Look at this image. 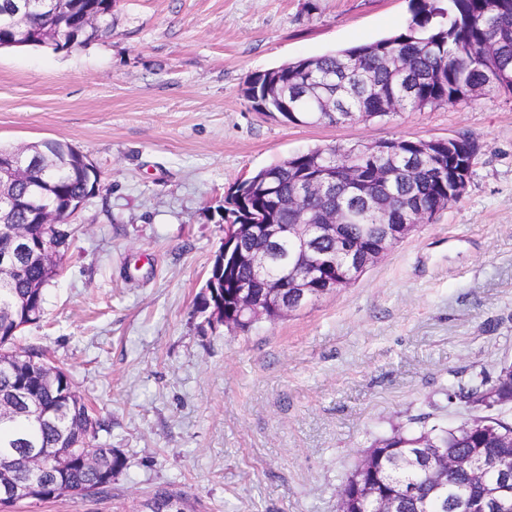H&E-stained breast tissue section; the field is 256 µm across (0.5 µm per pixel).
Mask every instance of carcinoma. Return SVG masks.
<instances>
[{
    "mask_svg": "<svg viewBox=\"0 0 512 512\" xmlns=\"http://www.w3.org/2000/svg\"><path fill=\"white\" fill-rule=\"evenodd\" d=\"M409 0L411 18L404 32L363 43L336 53L303 58L251 75L244 83V97L251 107L263 103L267 112L279 114L289 123L335 124L350 112L388 113L390 105L405 110L417 104H456L464 101L460 90L466 86L480 88L486 72L494 68L498 83L482 94L491 92L512 95V0ZM17 0H0V42L10 40L15 24L12 13ZM94 14L111 25L112 0H78L71 16V32L56 44L55 50L85 46L106 35V30L84 25L83 16ZM53 20L43 13L37 16L30 32L34 46L49 41L53 34L46 27ZM403 60L401 72L389 70L384 60ZM42 159L40 185L20 183L7 196L35 205L14 208L0 200V221L20 224L30 234L35 250L64 256L70 246L72 230L68 224L45 228L32 223L41 207L64 210L90 193L97 180L94 171L83 167L75 148L61 141L40 143ZM476 151L468 135L456 137L453 152L442 147L424 158L415 172L402 171L395 180L409 187L423 209L430 215L445 209L457 198L448 195L455 167ZM312 155L329 170L345 169L347 175L333 196H316L301 192L302 181L313 169V161L299 156L256 172L241 184L252 213H263L274 224L296 223L298 210L344 212L340 233L365 247L374 245L378 225L385 223L382 214L368 211L351 193L357 184L366 193L389 199V188L382 178L392 158L384 155L351 157L342 149L316 148ZM295 198L298 208L281 207L278 202ZM56 277L53 269L30 264L24 279L0 276V305H13L10 320L0 318V403L11 404L12 392L27 391L34 400L31 406L17 409L14 418L0 423V489L11 482L31 487L30 499L44 501L61 496L102 498L112 489L126 465L118 450L99 441L108 431L109 421L94 416L82 397L70 371L46 359L34 348L15 346L18 327L38 323L44 313V289ZM234 281L227 279L224 290L202 295L199 312L206 313L224 298L226 317L238 328L234 310ZM512 392V365H504L495 380L482 374L467 386L448 387V403L466 404L488 400L499 412L498 397ZM416 431L396 430L381 440L378 454L387 448L403 452L415 449L423 435H428L448 454H481L498 447V437L512 432V422L499 414L488 417L491 430H460L454 426L428 424V416L416 418ZM98 449V463L85 462L84 449ZM43 455L32 467L24 460L31 453ZM365 479L387 491L410 487L413 496L400 512H468V503L478 495V488L467 476L448 474L447 483L437 487L426 470L400 463L394 457L373 459ZM344 512H372V501L349 485ZM139 512H201L200 503L171 486H159L140 503Z\"/></svg>",
    "mask_w": 512,
    "mask_h": 512,
    "instance_id": "1",
    "label": "carcinoma"
}]
</instances>
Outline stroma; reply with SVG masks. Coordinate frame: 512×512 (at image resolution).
<instances>
[{"label":"stroma","mask_w":512,"mask_h":512,"mask_svg":"<svg viewBox=\"0 0 512 512\" xmlns=\"http://www.w3.org/2000/svg\"><path fill=\"white\" fill-rule=\"evenodd\" d=\"M409 0H114L110 37L0 49V145L64 141L102 187L45 314L17 344L72 373L126 466L103 499L4 512H137L169 485L206 512H337L364 452L414 418L456 426L448 384L512 362V95L344 125L253 110L247 75L406 28ZM470 134L464 196L354 283L244 331L199 313L221 205L315 148Z\"/></svg>","instance_id":"obj_1"}]
</instances>
